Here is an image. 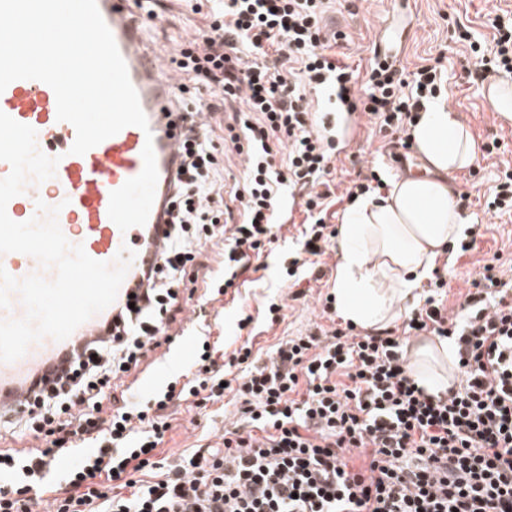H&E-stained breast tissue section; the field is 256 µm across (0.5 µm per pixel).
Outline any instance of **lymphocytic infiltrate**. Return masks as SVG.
Here are the masks:
<instances>
[{"instance_id":"lymphocytic-infiltrate-1","label":"lymphocytic infiltrate","mask_w":512,"mask_h":512,"mask_svg":"<svg viewBox=\"0 0 512 512\" xmlns=\"http://www.w3.org/2000/svg\"><path fill=\"white\" fill-rule=\"evenodd\" d=\"M325 0H211L207 22L170 62L205 85L187 109V137L163 247L131 307L34 387L26 415L0 420V512H512V272L485 264L460 310L438 279L404 334L454 345L459 385L430 393L411 378L402 336L331 327L280 342L268 362L250 347L221 359L223 339L203 334L183 383L143 398L123 387L160 347L176 317L200 245L222 246L208 299L239 279L294 208L305 219L286 279L311 275V257L336 236L325 221L336 144L310 92L341 89L349 111L408 133L445 89L441 67L407 71L373 58L362 94L336 51L342 32L323 22ZM493 50L460 33L479 68L512 75V21H495ZM229 112L225 129L244 168L223 205L221 163L197 113ZM232 397L237 419L220 449L169 463L157 454L175 402L196 408ZM33 438L35 446L20 442ZM70 465L63 474L61 459Z\"/></svg>"}]
</instances>
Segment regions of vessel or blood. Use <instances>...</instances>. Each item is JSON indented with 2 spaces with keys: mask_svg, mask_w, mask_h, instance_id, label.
I'll list each match as a JSON object with an SVG mask.
<instances>
[{
  "mask_svg": "<svg viewBox=\"0 0 512 512\" xmlns=\"http://www.w3.org/2000/svg\"><path fill=\"white\" fill-rule=\"evenodd\" d=\"M97 5L126 63L149 128L129 126L85 154H71L76 130L71 123L58 120L52 88L38 80L13 81L0 93V111L33 127L38 149L57 158L58 164L52 178L28 182L24 192L9 201L7 214L24 222L38 216V203L59 207L57 221L70 244L83 246L91 258L104 262L114 261L122 248H129L134 253L130 268L135 271L147 265L150 254L162 246L166 205L173 192L186 124L182 110L174 105L177 75L148 49L139 18L125 7L124 0H97ZM148 142L154 147L158 169L149 225L124 232L108 216L110 193L142 171V150ZM0 267L18 279L32 274L48 280L56 276L54 268L16 252L0 254ZM101 320V315H94L67 339L43 338L31 344L19 360L0 362V413L26 412L30 378L45 373L63 354L80 352L96 336Z\"/></svg>",
  "mask_w": 512,
  "mask_h": 512,
  "instance_id": "obj_1",
  "label": "vessel or blood"
}]
</instances>
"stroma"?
<instances>
[{"label":"stroma","instance_id":"1","mask_svg":"<svg viewBox=\"0 0 512 512\" xmlns=\"http://www.w3.org/2000/svg\"><path fill=\"white\" fill-rule=\"evenodd\" d=\"M505 11L512 13V0H357L352 6L347 0H330L325 14L328 27L345 35L343 50L349 64L361 71L368 67L374 47L383 44L391 30L400 29L399 57L408 69L422 65L442 66L447 77L443 97L446 107L457 113L479 144L492 141L498 144L492 158H479L473 166L456 175L459 205L468 223L481 225L484 235L477 239L472 251L438 267L439 275L448 284L447 304L453 308L459 306L481 267L493 255L512 258V215L500 216L488 212L485 206L501 171L505 166H512V120L501 119L487 103L495 73H486L481 79L471 78V66L467 62L469 48L457 39L459 30L466 29L475 39L492 44V20ZM204 21V14L195 10L194 0H183L179 5L166 4L163 21L147 19L143 26L152 48L168 57L190 39ZM336 137L340 144L332 162L333 200L326 217L327 223L335 225L347 208L339 197L352 180L368 175L374 167L386 182L401 176L387 155L394 136L379 131L367 115L357 112L347 116ZM293 217V223L278 231L275 251L261 256V270L246 274L237 301L224 296L203 303L205 285L197 283L195 291L180 293L177 326H184L187 310L205 308L208 316L217 319L211 328L212 336L223 337L234 349L249 345L254 356L263 359L268 358L282 340L308 333L318 326L330 327L331 321L323 311L320 298L334 291L335 246H328L320 256L324 275L306 289L304 296H296L294 288L279 279L283 250L298 246L296 225L302 222L303 215L297 211ZM272 299L285 304L283 316L276 323L267 321L262 313L264 305ZM244 313L250 314L252 321L242 328L238 322ZM195 350V344L191 343L175 352L166 351L162 346L148 352L135 372L143 384L142 396H149L154 389L183 372ZM234 411V403L229 399L224 404L208 406L203 412L181 404L176 409L173 427L165 437L163 457L172 459L200 446L220 445L225 428L234 420Z\"/></svg>","mask_w":512,"mask_h":512}]
</instances>
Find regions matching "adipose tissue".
Returning <instances> with one entry per match:
<instances>
[{"instance_id": "adipose-tissue-1", "label": "adipose tissue", "mask_w": 512, "mask_h": 512, "mask_svg": "<svg viewBox=\"0 0 512 512\" xmlns=\"http://www.w3.org/2000/svg\"><path fill=\"white\" fill-rule=\"evenodd\" d=\"M410 136L426 173L393 182L384 196L357 199L338 227L336 311L364 328L383 327L402 312L466 226L454 175L479 157L471 133L437 102Z\"/></svg>"}]
</instances>
